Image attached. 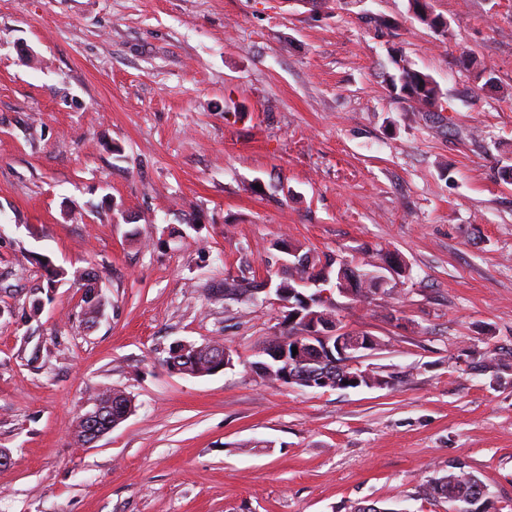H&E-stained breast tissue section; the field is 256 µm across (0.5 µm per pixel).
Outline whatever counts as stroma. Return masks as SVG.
<instances>
[{"label":"stroma","mask_w":512,"mask_h":512,"mask_svg":"<svg viewBox=\"0 0 512 512\" xmlns=\"http://www.w3.org/2000/svg\"><path fill=\"white\" fill-rule=\"evenodd\" d=\"M430 2L447 34L408 0H0V512H448L422 487L453 464L512 512V383L459 363L512 348V0ZM395 55L440 111L395 97ZM283 239L404 258L337 317L407 381L260 382L282 308L210 291ZM213 339L234 368L167 367ZM111 388L134 412L77 446Z\"/></svg>","instance_id":"1"}]
</instances>
